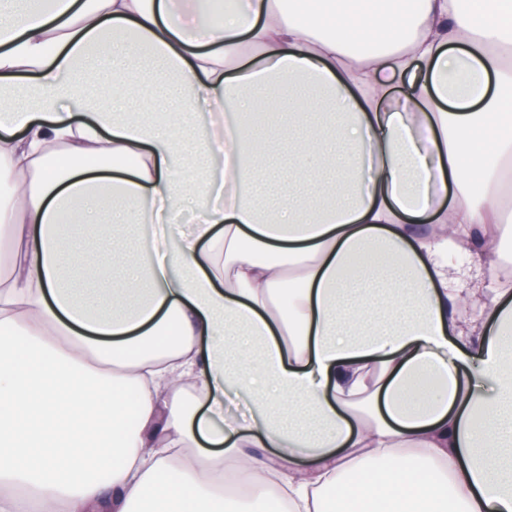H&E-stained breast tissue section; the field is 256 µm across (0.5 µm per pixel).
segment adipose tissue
<instances>
[{
  "label": "adipose tissue",
  "mask_w": 512,
  "mask_h": 512,
  "mask_svg": "<svg viewBox=\"0 0 512 512\" xmlns=\"http://www.w3.org/2000/svg\"><path fill=\"white\" fill-rule=\"evenodd\" d=\"M293 2L0 0V512H512V0ZM255 137L261 140H267L269 146L270 163L274 172L288 176V145L279 139H276L271 130H257Z\"/></svg>",
  "instance_id": "obj_1"
}]
</instances>
